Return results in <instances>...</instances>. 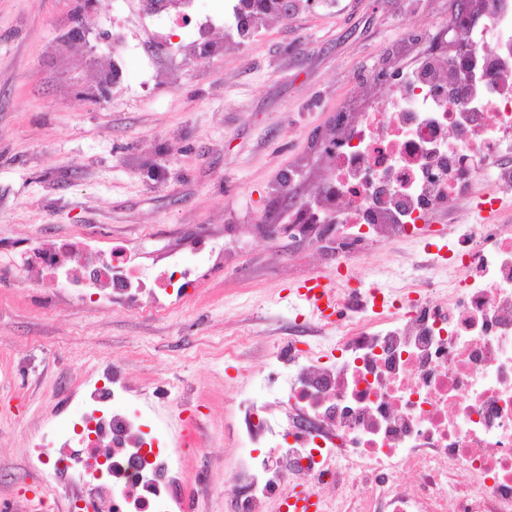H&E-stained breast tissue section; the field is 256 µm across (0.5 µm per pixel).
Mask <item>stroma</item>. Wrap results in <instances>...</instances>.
<instances>
[{
  "mask_svg": "<svg viewBox=\"0 0 512 512\" xmlns=\"http://www.w3.org/2000/svg\"><path fill=\"white\" fill-rule=\"evenodd\" d=\"M225 2L206 0L220 21L204 56L188 31L158 38L141 0H0V512H73L68 495L42 492L33 444L115 359L133 386L159 378L139 400L172 437L195 422L203 446L176 460L195 489L192 512H231L236 454L224 425L242 372L300 333L289 287L336 265L327 228L290 238L263 227L287 223L291 199L330 174L318 145L337 113L380 108L389 75L444 53L454 15L453 0H294L241 40ZM478 165L467 193L432 211L440 235L377 242L353 261L362 288L447 289L431 251L493 191L484 173L495 160ZM285 174L290 193L274 194ZM79 232L149 264L203 239L222 252L191 300L128 312L25 273V246ZM244 331L253 341L236 368L206 358Z\"/></svg>",
  "mask_w": 512,
  "mask_h": 512,
  "instance_id": "stroma-1",
  "label": "stroma"
}]
</instances>
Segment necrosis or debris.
Returning a JSON list of instances; mask_svg holds the SVG:
<instances>
[{
  "label": "necrosis or debris",
  "mask_w": 512,
  "mask_h": 512,
  "mask_svg": "<svg viewBox=\"0 0 512 512\" xmlns=\"http://www.w3.org/2000/svg\"><path fill=\"white\" fill-rule=\"evenodd\" d=\"M484 16L495 48L456 16L464 56L396 75L390 99L358 120L339 115L342 137L322 145L332 173L291 218L335 225L337 271L371 243L414 237L433 204L464 193L456 176H475L478 157L499 158L497 186L512 192V0H487ZM445 78L459 83L455 111H426ZM213 251L202 242L157 267L75 237L35 243L28 260L75 299L136 312L147 297L161 312L194 295ZM448 262L457 281L441 301L405 285L361 313L360 290L343 288L335 335L284 337L270 372L250 375L237 404L240 466L224 491L234 512H280L298 480L322 512H512V229L475 220L449 243ZM104 378L39 444L46 492L112 512H186L191 486L175 459L200 449L194 428L170 443L119 362Z\"/></svg>",
  "instance_id": "obj_1"
}]
</instances>
